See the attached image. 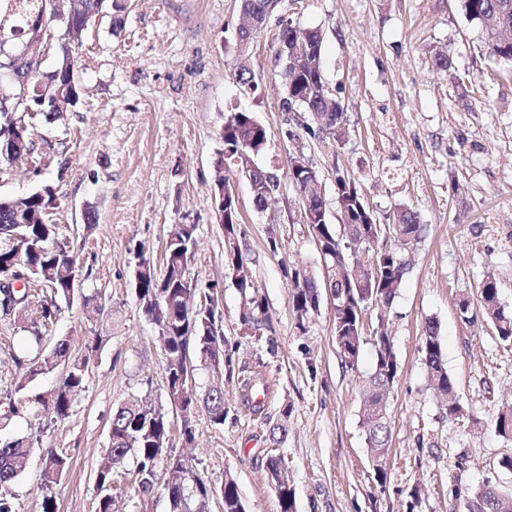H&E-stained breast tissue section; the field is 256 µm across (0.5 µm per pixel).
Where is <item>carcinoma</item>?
Instances as JSON below:
<instances>
[{"instance_id": "obj_1", "label": "carcinoma", "mask_w": 512, "mask_h": 512, "mask_svg": "<svg viewBox=\"0 0 512 512\" xmlns=\"http://www.w3.org/2000/svg\"><path fill=\"white\" fill-rule=\"evenodd\" d=\"M21 13L27 19L15 24L12 16L0 11V41L44 46L47 37L43 30L55 32L51 51L55 54L53 68L31 76L26 107L15 108L7 95L9 86L0 89V160L12 163L30 160L35 152L31 125L26 118L34 113L51 123L63 114L74 111L80 101V80L75 67V39L73 32L84 31L98 14V0H66L65 18L57 17L53 3L57 0H19ZM469 20L477 23L487 36L489 55L512 64V0H463ZM324 36L319 29H302L287 24L279 30L275 48L290 50L299 42L305 43L304 60L281 76L286 97L283 107L292 103L311 108L322 115L326 128L333 129L346 121L342 104L325 89L321 70ZM224 146L234 149L241 143L248 145L251 158L261 154L268 140L266 127L255 113L236 111L224 122ZM336 203L339 213L347 221L343 229L321 223L326 212L325 200L316 196L308 200L309 212L315 223L310 231L323 247L326 274L322 283L301 279L300 271L292 272V306L298 323L316 309L321 290L336 297L332 322L333 337L345 365L355 366L362 356L367 339L363 336L362 312L368 304H388L400 288L407 266L396 251L387 246L386 238L397 239L401 247L414 245L426 232L418 215L402 209L394 213L392 223L377 225L354 182L343 167L335 164ZM276 176L268 171L255 173L252 199L259 210L277 203L275 192L268 183ZM55 194L45 184L26 195L0 198V278L12 272L20 262L28 269L30 282L49 289L50 296L37 303L35 316H30L27 284H22L17 300L0 294V314H8L13 321L28 331L36 342H41L60 314V303L68 302L75 292L74 271L77 256L70 247L58 240V226L52 223ZM237 206L231 202L224 211V234L239 236ZM197 225L188 228L176 226L167 241L163 268L144 276L137 297L143 316L153 324L162 343L165 360L166 392L176 394L188 386L189 372L206 369L214 376L205 394L189 393L183 399V440L194 441L196 426L192 415L201 406L211 426H224L227 409L224 401V372L235 376V350L224 336V311L219 303L207 300L192 314L189 307L200 291L186 282V261L195 255ZM224 267L241 273L235 288L247 299L249 313L242 322L251 330L261 331L269 325L263 295L253 277L248 259L241 247L224 249ZM480 313L491 321L504 342H512V316L504 313L499 302V285L492 278L478 286ZM373 372L366 386L367 401L363 415L367 444L375 457H382L389 447V423L381 407L398 373L394 346L384 323H379L373 338ZM432 389L448 399V415L456 416L460 408L453 401L454 383L443 363L442 344L438 327L429 321L424 328L420 346ZM16 365L25 370L24 377L14 383V391L6 393L8 414L11 418L35 404L45 421L56 423L69 415L72 397L81 390L86 362L71 359L70 339L60 338L40 356L18 358ZM65 372L59 385L47 393H38L24 400L12 399V393L26 389L37 376L49 373L59 366ZM495 432L512 439V406L498 414ZM170 423L163 413L148 405L139 395H131L112 414L110 442L96 474L99 490L96 512H112V501L117 495L132 492L136 498H145L160 490L166 501L167 512H209L210 503L223 500L224 512H243L237 483L231 477L217 488L196 469L192 462L181 463L179 456L168 449ZM32 441L16 438L0 441V512H15L10 486L25 473L30 461ZM42 482L50 489L60 482L67 471V458L53 448L42 452ZM469 512H512V491L496 484L480 487L469 504Z\"/></svg>"}]
</instances>
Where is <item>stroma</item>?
<instances>
[{
  "label": "stroma",
  "instance_id": "35a3bbf8",
  "mask_svg": "<svg viewBox=\"0 0 512 512\" xmlns=\"http://www.w3.org/2000/svg\"><path fill=\"white\" fill-rule=\"evenodd\" d=\"M122 25L93 24L77 47L81 98L64 120L34 122L36 165L0 168V197L52 185L60 236L78 257V282L62 304L53 336L71 340L87 359L69 417L39 430L28 412L0 420V440L29 437L26 472L11 485L15 512H41L51 493L57 512H95V471L109 443L113 411L130 395H149L180 423L165 388V361L135 292L139 258L160 261L176 225H196L192 274L224 284V333L236 343L242 379L271 389L261 409L240 382L226 384L228 416L212 428L197 412L195 446L171 437L210 480L234 477L245 512H280L266 468L269 430L285 427L279 445L294 490L295 512H467L474 491L492 480L512 490L500 466L512 440L495 420L512 404V345L490 323L465 320L461 299L495 275L500 305L512 315V65L492 61L485 36L461 0H280L254 38L247 65L258 94L236 82L241 0H128ZM325 34L322 71L346 113L341 164L377 222L410 209L427 227L400 251L409 270L394 299L363 312L365 337L385 321L399 364L387 399L390 449L376 463L362 422L373 366L365 345L355 368L342 363L332 337L333 311L321 300L305 327L292 307L290 269L322 278L321 254L288 179V155L313 158L328 216L336 214L335 178L316 139L288 142L291 118L272 45L282 24ZM445 51L448 70L435 65ZM467 78L463 92L458 78ZM255 113L268 131L256 163L277 175L275 207L255 208L249 181L228 171L236 193L239 244L265 298L270 327L261 341L245 331L243 298L224 269V232L215 220L212 162L230 109ZM112 315L96 352L93 306ZM435 322L462 411L449 416L434 395L420 345ZM36 344L0 319V386L14 384L18 355ZM55 449L69 467L43 491L40 451Z\"/></svg>",
  "mask_w": 512,
  "mask_h": 512
}]
</instances>
